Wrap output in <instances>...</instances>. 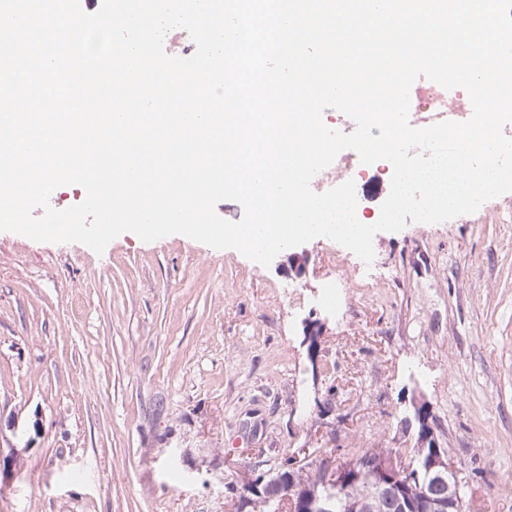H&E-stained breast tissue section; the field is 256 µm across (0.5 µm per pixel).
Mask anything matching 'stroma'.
Returning <instances> with one entry per match:
<instances>
[{"label": "stroma", "mask_w": 512, "mask_h": 512, "mask_svg": "<svg viewBox=\"0 0 512 512\" xmlns=\"http://www.w3.org/2000/svg\"><path fill=\"white\" fill-rule=\"evenodd\" d=\"M304 248L298 274L179 234L99 255L0 231V512H230L299 449L413 447L417 401L465 512H512V193L378 232L368 263Z\"/></svg>", "instance_id": "obj_1"}]
</instances>
